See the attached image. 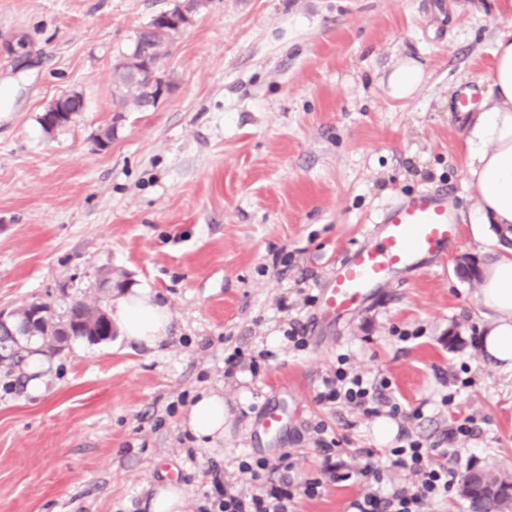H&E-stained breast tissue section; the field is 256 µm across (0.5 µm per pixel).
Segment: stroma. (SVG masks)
I'll return each instance as SVG.
<instances>
[{"label":"stroma","mask_w":512,"mask_h":512,"mask_svg":"<svg viewBox=\"0 0 512 512\" xmlns=\"http://www.w3.org/2000/svg\"><path fill=\"white\" fill-rule=\"evenodd\" d=\"M168 6L0 0V310L110 309L98 288L109 271L171 313L153 349L116 335L70 342L36 375L0 365V512H149L168 481L200 512L217 474L259 493L246 457L289 454L295 483L318 477L322 438L353 476L296 512H347L367 466L414 481L388 462L407 437L447 450L458 472L512 474V373L480 345L479 282L457 269L491 247L466 222L476 112L457 98L488 96L512 0H212L168 46L170 92L120 110L115 64ZM406 60L423 81L395 100L388 78ZM71 91L83 112L44 133L39 113ZM425 190L447 193L458 245L391 272L344 317L322 315L337 261L386 207ZM342 354L388 380L400 415L318 400ZM203 389L224 398V435L206 447L183 426ZM272 407L284 416L274 440L261 428ZM467 417L473 436H453Z\"/></svg>","instance_id":"1"}]
</instances>
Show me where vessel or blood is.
I'll return each instance as SVG.
<instances>
[{
    "instance_id": "obj_1",
    "label": "vessel or blood",
    "mask_w": 512,
    "mask_h": 512,
    "mask_svg": "<svg viewBox=\"0 0 512 512\" xmlns=\"http://www.w3.org/2000/svg\"><path fill=\"white\" fill-rule=\"evenodd\" d=\"M370 242L339 261L324 309L343 316L394 270L421 268L459 241V226L448 212L446 194L424 192L387 207L371 228Z\"/></svg>"
}]
</instances>
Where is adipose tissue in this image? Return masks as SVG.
Returning <instances> with one entry per match:
<instances>
[{"label":"adipose tissue","instance_id":"ef3b65f1","mask_svg":"<svg viewBox=\"0 0 512 512\" xmlns=\"http://www.w3.org/2000/svg\"><path fill=\"white\" fill-rule=\"evenodd\" d=\"M492 93L478 112L466 138L469 183L477 196L474 224L512 225V37H500L494 50ZM479 303L486 324V354L512 370V248L499 246L481 266ZM112 320L129 341L149 348L167 337L171 315L149 292L134 288L112 302ZM185 423L197 439L224 434V399L201 392Z\"/></svg>","mask_w":512,"mask_h":512}]
</instances>
